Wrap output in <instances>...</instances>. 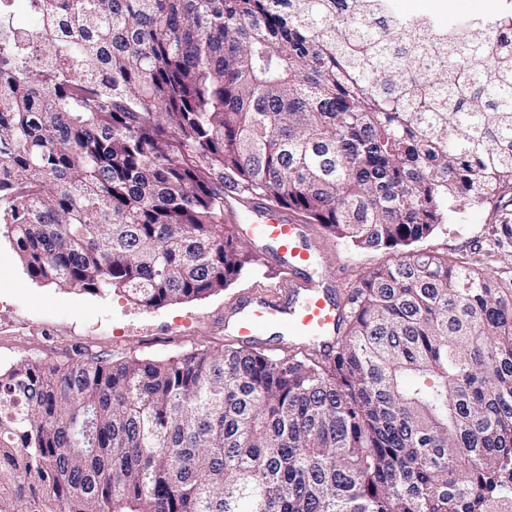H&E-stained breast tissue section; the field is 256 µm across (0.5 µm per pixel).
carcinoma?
I'll return each instance as SVG.
<instances>
[{"label":"carcinoma","mask_w":512,"mask_h":512,"mask_svg":"<svg viewBox=\"0 0 512 512\" xmlns=\"http://www.w3.org/2000/svg\"><path fill=\"white\" fill-rule=\"evenodd\" d=\"M0 33V237L146 308L250 255L224 188L360 250L334 353L0 368V512H484L512 463V270L417 244L512 196V44L387 0H29ZM7 11H0L1 26L6 25L9 29L18 31L30 38L32 41L33 23L28 11V0H4Z\"/></svg>","instance_id":"cac0c4a2"}]
</instances>
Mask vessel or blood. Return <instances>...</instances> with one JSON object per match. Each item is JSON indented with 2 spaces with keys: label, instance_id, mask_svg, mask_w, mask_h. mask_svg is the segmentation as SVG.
<instances>
[{
  "label": "vessel or blood",
  "instance_id": "1",
  "mask_svg": "<svg viewBox=\"0 0 512 512\" xmlns=\"http://www.w3.org/2000/svg\"><path fill=\"white\" fill-rule=\"evenodd\" d=\"M258 219L243 233L263 244L271 261L288 277L278 289L240 301L224 318V326L247 344L259 340L269 329L286 336H311L330 346L345 307L336 297L331 280L313 278L309 269L313 253L306 229L284 211L256 209Z\"/></svg>",
  "mask_w": 512,
  "mask_h": 512
}]
</instances>
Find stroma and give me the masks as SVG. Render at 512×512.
<instances>
[{"label": "stroma", "mask_w": 512, "mask_h": 512, "mask_svg": "<svg viewBox=\"0 0 512 512\" xmlns=\"http://www.w3.org/2000/svg\"><path fill=\"white\" fill-rule=\"evenodd\" d=\"M400 17H429L440 30L453 18L469 15L472 31L503 10L512 0H391ZM512 213V198L481 209H468L424 240L422 249L456 259L477 260L493 271L512 269V244L497 245L492 227ZM309 237L317 249V270L337 273L343 288L353 286L366 269L395 261L391 250H357L310 225ZM252 256L244 275L212 295L181 304L148 309L119 295L94 294L45 286L28 278L7 240H0V365L20 358L67 362L87 351L117 360L123 357L165 359L197 349L219 350L235 343L224 328L225 309L254 292L273 290L283 274L271 267L259 244H245Z\"/></svg>", "instance_id": "1"}]
</instances>
